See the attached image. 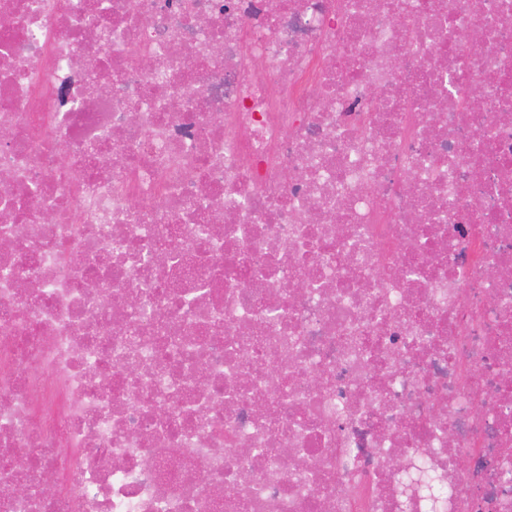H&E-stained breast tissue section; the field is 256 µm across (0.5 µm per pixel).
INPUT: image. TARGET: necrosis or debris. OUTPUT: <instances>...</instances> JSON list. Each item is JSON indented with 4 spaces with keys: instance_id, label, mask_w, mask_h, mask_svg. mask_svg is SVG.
I'll return each instance as SVG.
<instances>
[{
    "instance_id": "4bbe7bcc",
    "label": "necrosis or debris",
    "mask_w": 512,
    "mask_h": 512,
    "mask_svg": "<svg viewBox=\"0 0 512 512\" xmlns=\"http://www.w3.org/2000/svg\"><path fill=\"white\" fill-rule=\"evenodd\" d=\"M0 129V512H512V0H0Z\"/></svg>"
}]
</instances>
